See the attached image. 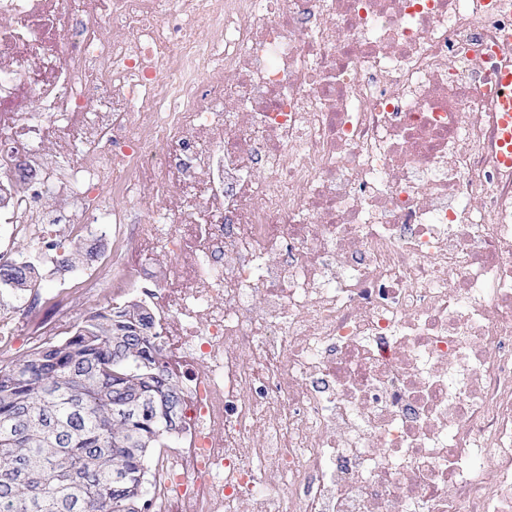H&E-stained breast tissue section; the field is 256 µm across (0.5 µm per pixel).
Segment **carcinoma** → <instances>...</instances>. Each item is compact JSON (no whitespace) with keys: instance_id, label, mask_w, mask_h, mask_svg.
Here are the masks:
<instances>
[{"instance_id":"1","label":"carcinoma","mask_w":512,"mask_h":512,"mask_svg":"<svg viewBox=\"0 0 512 512\" xmlns=\"http://www.w3.org/2000/svg\"><path fill=\"white\" fill-rule=\"evenodd\" d=\"M85 265L81 243L63 247L58 268ZM39 277L30 262L0 264V292L20 297ZM157 339L131 300L0 364V512H146L147 465L180 424Z\"/></svg>"}]
</instances>
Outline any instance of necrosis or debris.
Here are the masks:
<instances>
[{
	"mask_svg": "<svg viewBox=\"0 0 512 512\" xmlns=\"http://www.w3.org/2000/svg\"><path fill=\"white\" fill-rule=\"evenodd\" d=\"M504 69L512 0H0V222L168 260L148 512H512Z\"/></svg>",
	"mask_w": 512,
	"mask_h": 512,
	"instance_id": "obj_1",
	"label": "necrosis or debris"
}]
</instances>
